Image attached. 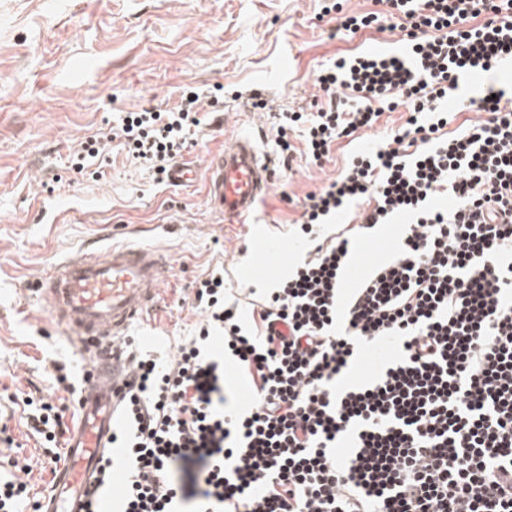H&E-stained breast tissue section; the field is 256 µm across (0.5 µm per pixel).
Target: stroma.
Segmentation results:
<instances>
[{
	"instance_id": "obj_1",
	"label": "stroma",
	"mask_w": 512,
	"mask_h": 512,
	"mask_svg": "<svg viewBox=\"0 0 512 512\" xmlns=\"http://www.w3.org/2000/svg\"><path fill=\"white\" fill-rule=\"evenodd\" d=\"M325 0H0V453L36 456L17 419L25 400L48 394L54 364L82 375L88 362L50 316L37 279L87 245L129 241L167 250L171 271L157 305L128 333L133 350L162 356L193 335L198 280L224 273L226 300L250 319L267 288L307 247L294 230L298 200L336 177L357 151L386 142L408 117L384 113L374 130L342 139L323 165L280 162L274 116L310 109L317 71L336 56L384 46L402 53L384 0H345L381 16V29L338 35ZM224 88V109L183 152L203 166L226 140L249 135L276 164L274 183L244 224L213 214L203 180L158 181L108 143L96 179L69 168L86 137L121 113L173 107L183 86ZM270 101L256 111L234 91ZM387 224L352 245L357 268L387 256Z\"/></svg>"
}]
</instances>
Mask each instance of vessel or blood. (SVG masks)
<instances>
[{
  "instance_id": "obj_1",
  "label": "vessel or blood",
  "mask_w": 512,
  "mask_h": 512,
  "mask_svg": "<svg viewBox=\"0 0 512 512\" xmlns=\"http://www.w3.org/2000/svg\"><path fill=\"white\" fill-rule=\"evenodd\" d=\"M199 176L212 212L225 223L240 224L268 194L275 172L254 141L240 136L209 154L204 170L183 162L168 170L169 182L177 185ZM169 268L170 258L162 251L123 243L103 254L83 252L41 276L38 292L49 313L90 353L95 367L65 443L67 464L45 496L43 512H85V493L109 450L117 400L131 379L115 347L155 306Z\"/></svg>"
}]
</instances>
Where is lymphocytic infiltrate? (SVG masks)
<instances>
[{
	"label": "lymphocytic infiltrate",
	"instance_id": "lymphocytic-infiltrate-1",
	"mask_svg": "<svg viewBox=\"0 0 512 512\" xmlns=\"http://www.w3.org/2000/svg\"><path fill=\"white\" fill-rule=\"evenodd\" d=\"M387 2L407 53L336 58L315 78L324 102L283 113L276 143L320 166L384 112L407 109L404 127L306 195L299 229L315 246L251 322L215 271L193 290L195 335L167 360L130 357L112 433L121 458L102 457L96 482L110 491L114 463L126 467L116 512H512V110L483 94L450 134L456 115L444 108L460 79L512 62V0ZM223 109L190 89L168 110L126 113L107 138L82 142L75 168L117 139L164 178ZM351 204L356 224L319 243ZM400 215L391 258L345 289L352 241ZM216 328L248 399L203 353ZM382 339L391 360L344 388L362 347ZM64 414L47 400L31 417L43 452L0 470V512H40L30 476L61 463Z\"/></svg>",
	"mask_w": 512,
	"mask_h": 512
}]
</instances>
